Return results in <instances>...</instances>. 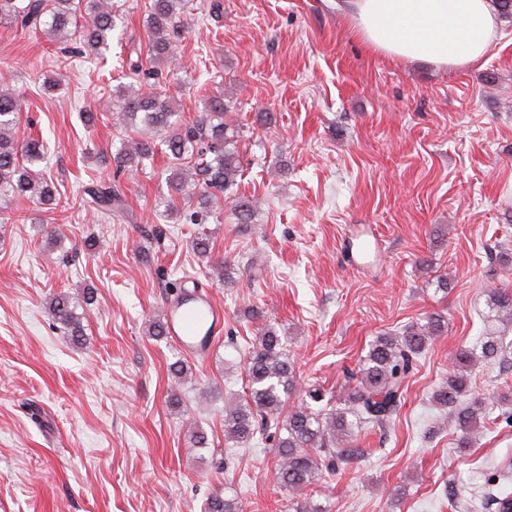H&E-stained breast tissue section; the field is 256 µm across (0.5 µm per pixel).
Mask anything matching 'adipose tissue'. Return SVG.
Here are the masks:
<instances>
[{
    "label": "adipose tissue",
    "instance_id": "adipose-tissue-1",
    "mask_svg": "<svg viewBox=\"0 0 512 512\" xmlns=\"http://www.w3.org/2000/svg\"><path fill=\"white\" fill-rule=\"evenodd\" d=\"M340 8L371 51L448 71L480 63L501 26L493 0H341Z\"/></svg>",
    "mask_w": 512,
    "mask_h": 512
}]
</instances>
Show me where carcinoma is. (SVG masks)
Returning <instances> with one entry per match:
<instances>
[{
  "label": "carcinoma",
  "instance_id": "obj_1",
  "mask_svg": "<svg viewBox=\"0 0 512 512\" xmlns=\"http://www.w3.org/2000/svg\"><path fill=\"white\" fill-rule=\"evenodd\" d=\"M183 10L182 0H150L148 59L135 48L122 59L134 83L119 91L118 125L131 132H160L161 140L123 145L113 154V179L92 181L83 194L95 213L120 223L128 220L129 205L119 175L142 165L161 145L168 157L166 213L170 218L181 224H208L229 205L238 223L249 224L257 210L256 201L231 194L237 177L243 176L238 143L246 137V125L226 120L231 104L221 96L206 97L196 118L184 122L175 97L154 91V80L159 78L157 64L164 62L170 67L177 61ZM80 12L85 18L81 25L77 24ZM0 23L57 39L74 35L79 54L103 60L112 42L116 16L107 0H0ZM21 110L18 94L0 90V198L26 197L36 206L51 205L56 190L34 170L44 158L45 144L34 137L23 141L15 137ZM488 298L499 330L472 348L456 352L454 369L432 396L442 409L456 405L466 394L475 369L512 354V339H508L512 293L491 288ZM201 299L198 290L181 289L167 313L151 323V334L170 335L168 315ZM49 309L72 339L81 340L83 325L68 295H53ZM444 328L445 317L432 314L424 322L410 325L401 336L376 337L342 397L328 398L321 389L309 388L305 399L288 409L285 398L297 389L295 370L282 336L273 327L264 328L248 348L246 397L224 406V439L236 445H246L257 436L272 442L275 478L282 488L303 491L317 484L322 470L334 473L361 454L358 448L345 447L355 431L382 428L390 422L404 399L406 376ZM486 413V403L479 402L454 414L457 447L471 446L478 421L486 419ZM474 495L487 512L512 509L511 493L496 494L485 488ZM206 512H241V506L237 498L217 493L208 500Z\"/></svg>",
  "mask_w": 512,
  "mask_h": 512
}]
</instances>
